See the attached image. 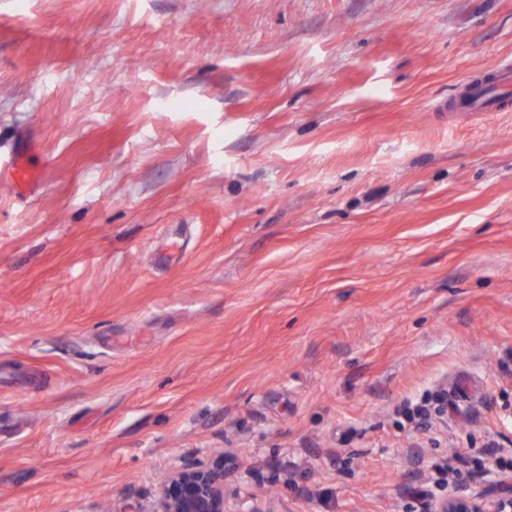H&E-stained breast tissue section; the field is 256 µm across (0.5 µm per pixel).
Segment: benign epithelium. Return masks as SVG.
Listing matches in <instances>:
<instances>
[{"label": "benign epithelium", "instance_id": "benign-epithelium-1", "mask_svg": "<svg viewBox=\"0 0 512 512\" xmlns=\"http://www.w3.org/2000/svg\"><path fill=\"white\" fill-rule=\"evenodd\" d=\"M224 477L222 451L205 463L176 465L158 486L150 512H226ZM433 512H512V484L494 480L477 494L455 488L437 501Z\"/></svg>", "mask_w": 512, "mask_h": 512}]
</instances>
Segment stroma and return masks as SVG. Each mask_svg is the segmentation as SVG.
Returning <instances> with one entry per match:
<instances>
[{"instance_id":"35a3bbf8","label":"stroma","mask_w":512,"mask_h":512,"mask_svg":"<svg viewBox=\"0 0 512 512\" xmlns=\"http://www.w3.org/2000/svg\"><path fill=\"white\" fill-rule=\"evenodd\" d=\"M505 56L512 0H0V512H149L215 451L230 512H430L458 452L480 491L512 103L447 106Z\"/></svg>"}]
</instances>
